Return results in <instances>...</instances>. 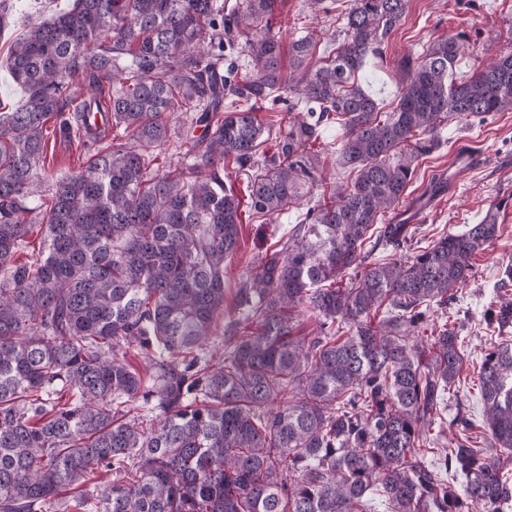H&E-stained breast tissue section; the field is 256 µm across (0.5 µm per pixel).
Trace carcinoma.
Returning <instances> with one entry per match:
<instances>
[{"instance_id": "carcinoma-1", "label": "carcinoma", "mask_w": 512, "mask_h": 512, "mask_svg": "<svg viewBox=\"0 0 512 512\" xmlns=\"http://www.w3.org/2000/svg\"><path fill=\"white\" fill-rule=\"evenodd\" d=\"M407 3L350 0L338 46L313 69L317 40L297 38L287 76L275 0L227 12L219 0H74L15 42L8 69L24 95L0 113V512H68L59 494L91 481L79 512H366L374 491L389 512L512 502V343L491 344L479 371L491 449L456 440L430 461L422 431L458 378L459 331L409 344L497 239L501 203L413 257L369 261L380 245L410 249V224L382 225L364 250L442 122L512 109V54L459 81L450 36L399 62L396 107L380 112L355 75ZM242 46L240 79L225 57ZM78 76L97 94L74 108ZM276 105L274 130L258 113ZM177 112L190 148L151 177ZM332 118L354 182L254 262L235 292L248 322H224L242 204L225 161L253 172L250 208L271 223L317 184L314 145ZM53 119L84 148L102 129L128 141L45 192ZM35 224L43 249L22 261ZM303 305L321 317L317 336L294 334ZM489 320L511 325L512 298ZM220 334L223 352L206 354ZM131 348L149 378L125 362ZM136 402L145 413L131 414Z\"/></svg>"}]
</instances>
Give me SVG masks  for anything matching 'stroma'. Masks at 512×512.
Segmentation results:
<instances>
[{
  "label": "stroma",
  "instance_id": "1",
  "mask_svg": "<svg viewBox=\"0 0 512 512\" xmlns=\"http://www.w3.org/2000/svg\"><path fill=\"white\" fill-rule=\"evenodd\" d=\"M72 0H15L14 22L0 37V105L12 107L21 98L19 89L9 76L5 61L14 41L22 37L29 23L43 20L62 11ZM326 12L312 13L306 0H277L274 28L282 45L313 35L318 38L317 57H325L333 49L332 33L343 27L349 0H326ZM462 35L463 49L455 66L457 76L468 77L476 68L512 54V0H408L401 22L389 33L383 54L368 58L359 72L358 82L372 95L383 111H391L399 97L394 80L398 60L405 55L422 53L429 43L440 37ZM344 130L338 121L325 122L315 148L322 162L325 186L350 182V170L337 166L336 151ZM476 149L483 153L482 165L465 172L452 193L436 198L420 219L416 236L425 247L449 232H460L478 223L491 204L502 202L497 239L471 260L472 270L447 308L431 307L425 326L427 333L442 329L445 322L461 325L460 343L463 354L459 377L436 413L427 436L435 447L446 445L452 432L448 425L456 414L470 420L466 434L473 447L485 448L489 438L483 428V405L478 374L483 355L491 343L501 341L496 325L490 324L488 311L504 296L512 297V286L501 285L502 272L512 262V110L494 112L482 119L466 123L448 120L439 133V146L423 161L408 188L400 210H408L423 196L435 174L447 171L457 152ZM84 150L51 131L45 168L41 172L43 189H52L57 178L78 173L84 168ZM303 207L294 206L270 224L256 222L244 215L241 223L239 255L224 263V315L242 316L234 305V291L245 274L249 261L279 250L302 218Z\"/></svg>",
  "mask_w": 512,
  "mask_h": 512
}]
</instances>
